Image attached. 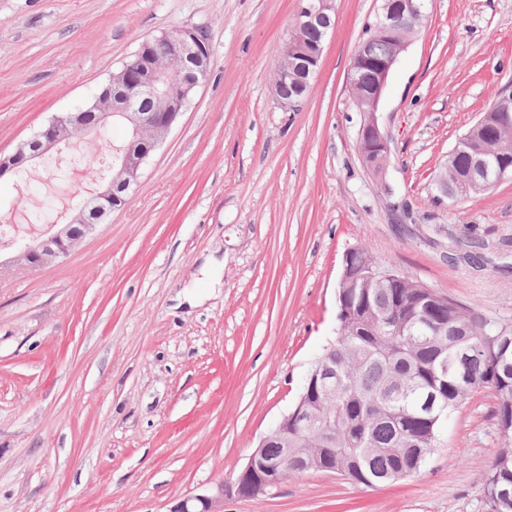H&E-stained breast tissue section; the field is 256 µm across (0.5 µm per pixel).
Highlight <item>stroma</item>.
<instances>
[{"label":"stroma","mask_w":512,"mask_h":512,"mask_svg":"<svg viewBox=\"0 0 512 512\" xmlns=\"http://www.w3.org/2000/svg\"><path fill=\"white\" fill-rule=\"evenodd\" d=\"M297 0H0V153L82 104L142 41L210 33L212 72L124 208L46 267H0V512H168L224 481V512H492L489 392L439 425L420 473L234 485L339 325L347 250L512 326V179L455 203L434 177L512 85V0H427L362 165L351 58L380 0H336L306 101L273 72Z\"/></svg>","instance_id":"1"}]
</instances>
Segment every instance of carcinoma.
<instances>
[{
	"mask_svg": "<svg viewBox=\"0 0 512 512\" xmlns=\"http://www.w3.org/2000/svg\"><path fill=\"white\" fill-rule=\"evenodd\" d=\"M364 47L373 56L391 50L366 27ZM95 152L79 147L55 163L59 183L70 181L71 170L98 169L100 160L112 154L113 142L100 131ZM20 181L41 203L25 211V224L35 227L56 214L55 195L46 185L24 172ZM351 315L339 324L336 343L322 356V364L336 373V391L329 392L306 377L301 393H309L312 429L288 428V447L306 455L319 452L321 469L334 470L368 487L394 481L401 469L417 474L426 458L416 448H431L444 416L469 395L490 392L497 401V421L503 447L486 477L492 512H512V498L500 499L496 491L512 486V345L501 348V334L512 336L511 326L490 323L477 310L449 301L430 307L416 288L391 282L358 279L346 289ZM423 321L447 328L476 327V336H427L417 330ZM478 345V355L464 350ZM448 376L440 374L442 363ZM435 392L438 408L423 413L429 392Z\"/></svg>",
	"mask_w": 512,
	"mask_h": 512,
	"instance_id": "1",
	"label": "carcinoma"
}]
</instances>
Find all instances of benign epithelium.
Wrapping results in <instances>:
<instances>
[{
    "instance_id": "benign-epithelium-1",
    "label": "benign epithelium",
    "mask_w": 512,
    "mask_h": 512,
    "mask_svg": "<svg viewBox=\"0 0 512 512\" xmlns=\"http://www.w3.org/2000/svg\"><path fill=\"white\" fill-rule=\"evenodd\" d=\"M422 0H382L381 12L372 28L391 41L389 54L374 59L358 47L349 70V86L364 121L358 132V146L364 166L378 179H384L390 163V146L386 132L378 122L379 103L389 75L399 55L410 42V33L402 32L404 21L424 16ZM336 0H299L291 35L278 59L274 94L286 110H295L307 98L311 79L322 56L323 42H308L307 34H325L333 25ZM211 66L208 28L192 25L173 29L152 42L140 45L132 57L113 73L108 84L89 103L53 117L16 151L0 156V178L30 170L36 161L50 153L61 154L77 139H89L110 122L118 120L129 129L126 142L117 147L119 161L116 174L102 179L67 210L64 222L51 225V231L36 235H15L0 247L16 266H45L57 262L92 234L113 211L126 205L132 187L137 184L143 165L150 154L167 138L196 89L208 79ZM368 69L373 83L358 88V74ZM499 107L484 112L463 135L467 144L494 141L496 149L475 150L467 172L448 181V167L440 168L435 185L443 194H457L467 186L484 189L512 178V90L498 99ZM366 276L378 280L405 282L407 277L372 261L364 262ZM308 398L299 396L285 414L278 428L264 436L236 476L237 492L258 497L277 485L281 459H270L266 448L280 443V430L312 425L307 409ZM168 512H224V482L209 492L184 497Z\"/></svg>"
}]
</instances>
